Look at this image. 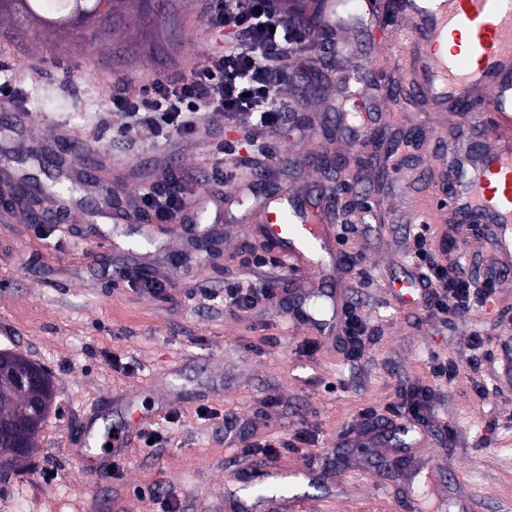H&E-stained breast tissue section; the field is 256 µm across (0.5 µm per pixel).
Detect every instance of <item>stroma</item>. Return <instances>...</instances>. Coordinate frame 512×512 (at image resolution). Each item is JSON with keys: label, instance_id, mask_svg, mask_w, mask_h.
<instances>
[{"label": "stroma", "instance_id": "1", "mask_svg": "<svg viewBox=\"0 0 512 512\" xmlns=\"http://www.w3.org/2000/svg\"><path fill=\"white\" fill-rule=\"evenodd\" d=\"M152 13L139 24L114 23L102 43L59 42L23 34L21 26H0V64L25 76L22 102L0 108V125L11 128L0 150L24 154L31 137L26 102L49 98L58 103L39 120L70 130L80 159L105 164L104 179L113 191L128 186L159 187L165 174H195L186 189L213 196L198 228L210 230L213 250L199 253L195 265H179L194 251L195 229L173 223L154 236L149 248L136 247L138 221L111 223L88 216L86 223L0 222V350L8 349L43 365L51 374L55 407L38 433L34 456L16 471L0 474V512H14L11 498L25 512H150L146 492L176 499L182 512H213L212 492H222L223 512H265L255 499L256 485L287 486L304 502L305 512H413L410 486L416 472H432L436 504L426 512H512V376L503 366L512 360V282L503 284L494 302L442 326L400 289L413 283L417 269L406 249V227L417 209L432 200L448 165L441 142L454 129L449 115H430L408 96L404 78L378 48L382 33L359 21L326 42L342 41L354 50L345 66L331 54L306 50L291 60L295 81L278 133L277 158L247 181L246 204L225 206L224 182L212 180L223 168L225 140L251 137L246 124L217 121L200 138L176 147L146 130L117 136L121 119L109 97L124 86L154 75L189 70L205 53L223 50V36L208 33L203 0H151ZM195 31L201 51L183 46ZM373 70L378 84L365 97L341 94L348 77ZM399 99L391 109L389 98ZM371 108L374 120L364 142L351 132V115ZM316 147L319 162L303 160ZM279 194L300 188L306 203L333 193L340 205L335 223L343 252L353 270L342 280L297 283L282 279L277 301L248 319L224 312L221 301L191 297L193 288L222 292L225 282L252 279L259 272L251 254L275 256L271 243L252 234L251 205L265 196L263 184ZM109 235L112 248L100 254L94 233ZM170 275L172 288L162 295L139 293L136 277ZM343 289L367 321V342L358 360L346 357L340 343L321 344L306 356L302 343L311 331L288 320L304 299ZM482 334L485 346L471 350L469 338ZM120 355L132 374L113 370ZM457 364L451 382L432 376L434 360ZM420 382L434 391L433 426L415 456L404 448L366 441L363 409L387 418V403L399 384ZM486 396L478 398L474 386ZM135 393L125 410L112 403L114 393ZM278 406H266L267 396ZM218 411L207 420L203 411ZM176 413L168 443L146 447L133 440L119 478L82 470L74 457L81 426L93 420L137 432L142 422ZM311 423L305 454L318 464L316 474L282 482L281 476L306 464L305 454L289 453L277 463L280 476L264 475L262 456L241 450L268 435L286 437L301 418ZM238 431L235 447L224 445V423ZM238 458L250 479L229 480L228 461Z\"/></svg>", "mask_w": 512, "mask_h": 512}]
</instances>
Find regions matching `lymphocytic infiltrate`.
<instances>
[{"instance_id":"obj_1","label":"lymphocytic infiltrate","mask_w":512,"mask_h":512,"mask_svg":"<svg viewBox=\"0 0 512 512\" xmlns=\"http://www.w3.org/2000/svg\"><path fill=\"white\" fill-rule=\"evenodd\" d=\"M204 20L207 30L232 34L233 44L224 52L208 54L186 72L112 93V109L123 117L124 128H146L167 142L195 134L213 116L230 123L248 118L260 136L243 143L225 142L224 153L247 154L249 163L260 167L275 156L272 136L288 108L289 79L282 60L293 43L303 41L301 27L295 17L281 11L278 0H207ZM408 239L427 290L424 305L432 315L469 313L496 295V270H488L477 288L438 261L431 250L435 236L430 225H416ZM223 298L225 313L242 319L272 305L275 293L266 281H233L225 283ZM431 398L429 387L406 384L396 389L387 409L424 428Z\"/></svg>"}]
</instances>
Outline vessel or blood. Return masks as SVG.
Returning a JSON list of instances; mask_svg holds the SVG:
<instances>
[{
    "instance_id": "vessel-or-blood-1",
    "label": "vessel or blood",
    "mask_w": 512,
    "mask_h": 512,
    "mask_svg": "<svg viewBox=\"0 0 512 512\" xmlns=\"http://www.w3.org/2000/svg\"><path fill=\"white\" fill-rule=\"evenodd\" d=\"M363 11L380 28L390 56L410 79L416 98L433 112H454L466 101L485 103L482 112L461 116L448 143L454 166L433 208L459 224H488L504 261H512V0H362ZM451 41L449 54L439 47ZM490 137L487 148L459 154L458 143L473 128ZM261 232L277 242L289 273L319 275L325 264L341 263L329 208L284 205L267 198L256 214ZM130 441L114 433L109 447L78 448L88 472H109Z\"/></svg>"
}]
</instances>
